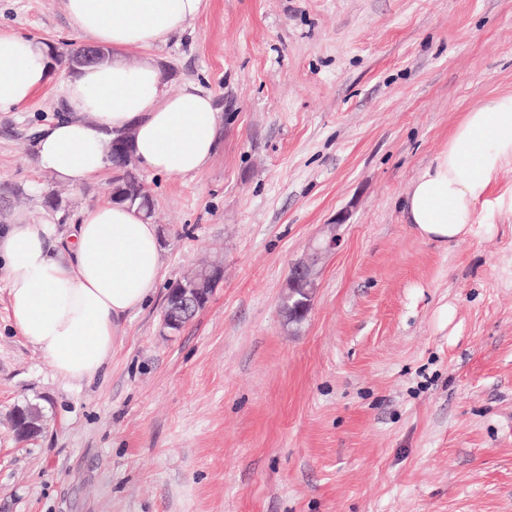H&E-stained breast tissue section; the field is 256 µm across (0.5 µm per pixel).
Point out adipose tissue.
Wrapping results in <instances>:
<instances>
[{
  "mask_svg": "<svg viewBox=\"0 0 512 512\" xmlns=\"http://www.w3.org/2000/svg\"><path fill=\"white\" fill-rule=\"evenodd\" d=\"M206 0H68L72 28L106 58L70 72L64 113L41 129L39 166L57 182L78 187L111 165L109 141L132 131L134 155L153 174L188 176L213 156L219 114L210 94L188 84L169 92L150 51L183 31ZM138 52L136 64L127 55ZM56 54L44 40L0 31V112L22 109L56 77ZM512 162V92L465 112L448 141L411 181L406 221L441 244L473 233L504 164ZM54 223L18 215L0 226V277L16 330L74 381L95 376L112 351L114 322L139 310L161 275L155 225L137 207L108 202L80 214L70 242L73 260L51 253Z\"/></svg>",
  "mask_w": 512,
  "mask_h": 512,
  "instance_id": "adipose-tissue-1",
  "label": "adipose tissue"
}]
</instances>
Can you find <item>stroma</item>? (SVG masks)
<instances>
[{"label":"stroma","mask_w":512,"mask_h":512,"mask_svg":"<svg viewBox=\"0 0 512 512\" xmlns=\"http://www.w3.org/2000/svg\"><path fill=\"white\" fill-rule=\"evenodd\" d=\"M0 29L78 39L66 0H0ZM152 52L170 91L212 95L219 145L146 175L161 280L92 379L17 332L0 279V512H512V164L460 243L403 215L464 112L512 91V0H206ZM62 107L56 81L0 112V225L52 219L58 258L112 195L38 167ZM323 243L289 322L291 266ZM206 260L223 281L169 332L168 284Z\"/></svg>","instance_id":"stroma-1"}]
</instances>
